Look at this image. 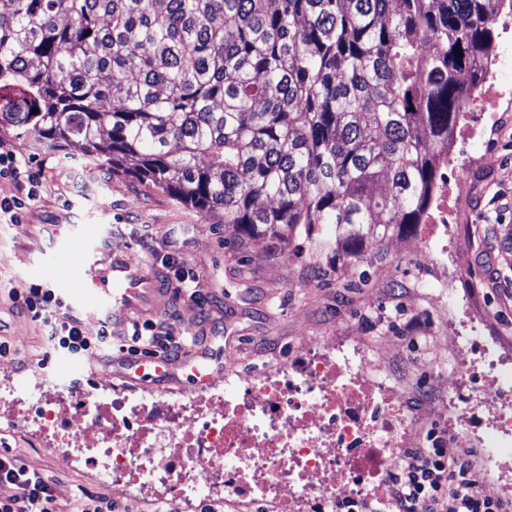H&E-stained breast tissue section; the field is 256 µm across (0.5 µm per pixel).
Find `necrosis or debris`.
Returning a JSON list of instances; mask_svg holds the SVG:
<instances>
[{"label":"necrosis or debris","mask_w":512,"mask_h":512,"mask_svg":"<svg viewBox=\"0 0 512 512\" xmlns=\"http://www.w3.org/2000/svg\"><path fill=\"white\" fill-rule=\"evenodd\" d=\"M478 361L454 371L449 420L424 425L416 392L392 386L358 344L304 341L297 361L241 368L201 392L94 393L65 381L33 397L44 379L0 383V424L23 426L54 455L94 470L123 497L222 500L272 512H339L343 500L385 501L404 449L438 441L478 448L512 477V365L471 331L451 337Z\"/></svg>","instance_id":"obj_1"}]
</instances>
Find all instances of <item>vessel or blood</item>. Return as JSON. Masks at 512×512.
Listing matches in <instances>:
<instances>
[{
  "mask_svg": "<svg viewBox=\"0 0 512 512\" xmlns=\"http://www.w3.org/2000/svg\"><path fill=\"white\" fill-rule=\"evenodd\" d=\"M77 253L96 306L113 326L124 327L157 316L160 300L174 295L163 268L152 263L132 264L121 253L108 251L96 238L81 237ZM118 357L129 363L136 375H151L158 383L166 379L173 364L169 357L151 352L122 351ZM182 360L192 364V381L196 386L210 382L212 373L202 350H190Z\"/></svg>",
  "mask_w": 512,
  "mask_h": 512,
  "instance_id": "1",
  "label": "vessel or blood"
}]
</instances>
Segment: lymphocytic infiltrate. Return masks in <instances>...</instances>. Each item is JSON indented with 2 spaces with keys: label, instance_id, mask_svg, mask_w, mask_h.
I'll return each instance as SVG.
<instances>
[{
  "label": "lymphocytic infiltrate",
  "instance_id": "f902f5d3",
  "mask_svg": "<svg viewBox=\"0 0 512 512\" xmlns=\"http://www.w3.org/2000/svg\"><path fill=\"white\" fill-rule=\"evenodd\" d=\"M21 308L41 320L47 342L53 348L78 355L90 347L114 353L129 344L143 343L154 351L175 358L180 352L205 345L202 336L177 339L159 331L156 324H137L131 336H116L110 325H102L95 337L85 336L79 318L64 310L63 299L54 289L31 284L13 289ZM393 512H504L500 500L480 495L478 476L469 459L458 449L441 445L406 451L405 465L391 474ZM0 512H128L112 498L81 493L68 506H61L52 481L31 470L21 458L0 454Z\"/></svg>",
  "mask_w": 512,
  "mask_h": 512
}]
</instances>
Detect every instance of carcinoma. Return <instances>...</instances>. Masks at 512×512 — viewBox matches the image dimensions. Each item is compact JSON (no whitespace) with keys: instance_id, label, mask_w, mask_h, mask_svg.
<instances>
[{"instance_id":"1","label":"carcinoma","mask_w":512,"mask_h":512,"mask_svg":"<svg viewBox=\"0 0 512 512\" xmlns=\"http://www.w3.org/2000/svg\"><path fill=\"white\" fill-rule=\"evenodd\" d=\"M493 14L492 0H0V127L76 144L240 234L301 226L358 259L424 223Z\"/></svg>"}]
</instances>
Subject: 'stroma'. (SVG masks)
I'll use <instances>...</instances> for the list:
<instances>
[{"label":"stroma","instance_id":"stroma-1","mask_svg":"<svg viewBox=\"0 0 512 512\" xmlns=\"http://www.w3.org/2000/svg\"><path fill=\"white\" fill-rule=\"evenodd\" d=\"M478 119V112H468L448 146L444 186L453 244L431 263L420 262L416 236L399 233L361 263L341 245L320 249L295 231L233 242L230 228L135 174L83 163L80 148L26 150L39 179L0 178V200L25 201L19 223H0V323L11 346L0 357V380L41 370L88 392L101 384L149 388L143 379L124 383L118 364L99 352L72 357L51 350L42 322L11 298L12 289L31 283L55 288L74 305L84 334L97 336L100 325L87 309L93 296L75 249L66 244L87 232L110 236L112 246L136 262L152 258L163 266L178 255L180 269L195 274L197 298L176 300L161 318L171 336L212 339L217 381L253 363L258 349L270 350L269 366L295 360L305 336L364 342L382 366L419 361L420 369L404 377L407 385H447L449 337L458 329H489L500 358L512 362V253L502 249L512 237V99L500 100L496 120H482L479 140L468 130ZM460 263L462 275L449 279L452 297L426 288V281L446 277ZM6 452L53 481L60 501L84 490L115 494L93 471L50 456L23 427L0 432V453Z\"/></svg>","mask_w":512,"mask_h":512}]
</instances>
